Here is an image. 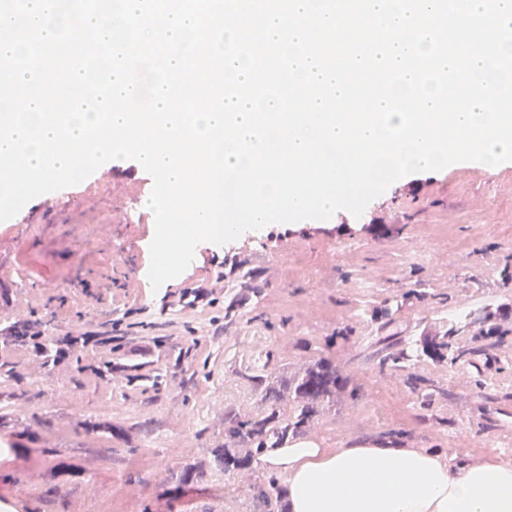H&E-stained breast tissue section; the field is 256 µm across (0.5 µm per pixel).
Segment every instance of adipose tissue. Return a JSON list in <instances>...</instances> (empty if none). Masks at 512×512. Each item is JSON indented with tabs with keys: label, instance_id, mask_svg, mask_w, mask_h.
<instances>
[{
	"label": "adipose tissue",
	"instance_id": "obj_1",
	"mask_svg": "<svg viewBox=\"0 0 512 512\" xmlns=\"http://www.w3.org/2000/svg\"><path fill=\"white\" fill-rule=\"evenodd\" d=\"M290 512H512V460H468L381 440L338 449L310 439L268 452Z\"/></svg>",
	"mask_w": 512,
	"mask_h": 512
}]
</instances>
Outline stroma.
Instances as JSON below:
<instances>
[{"instance_id":"35a3bbf8","label":"stroma","mask_w":512,"mask_h":512,"mask_svg":"<svg viewBox=\"0 0 512 512\" xmlns=\"http://www.w3.org/2000/svg\"><path fill=\"white\" fill-rule=\"evenodd\" d=\"M152 186L134 161L107 162L82 183L24 206L20 218L49 227L32 246L17 248L0 222L1 294L29 289V310L53 336L105 330L119 318L124 334L144 348L139 379L125 370L130 357L116 338L82 350L88 361L116 363L111 381L68 374L59 380L67 391L62 400L45 397L39 380L21 382L36 439L15 428L5 433L0 512H12L24 474L54 459L93 463L121 485L116 502L124 512H264L257 489L271 474L262 467L212 473L192 486L173 478L223 442L225 411L257 408L246 377L262 367L292 374L326 360L348 377L356 396L338 394L309 432L324 448L386 438L451 453L461 438L475 460L512 449L511 165L495 173L475 166L419 173L391 185L361 217L343 211L328 220L275 223L199 248L161 291L144 276L154 232L143 201ZM104 224L115 232L102 233ZM116 269L132 271L125 286L114 284ZM243 270L260 293L225 317L229 300L243 291ZM219 272L224 288L214 302L167 306L165 293L190 292ZM485 309L494 313L498 340L488 355L478 354V341L465 331L457 341L474 349L471 361L450 366L419 356L403 370L380 366L374 339L412 344ZM412 376L436 386L431 404L409 386ZM106 405L113 425L130 429L129 442L78 435L77 422ZM170 436L184 447H166ZM47 437L59 457L44 453ZM149 459L160 471L146 467ZM89 492L86 477L63 476L29 498L24 512H82Z\"/></svg>"}]
</instances>
